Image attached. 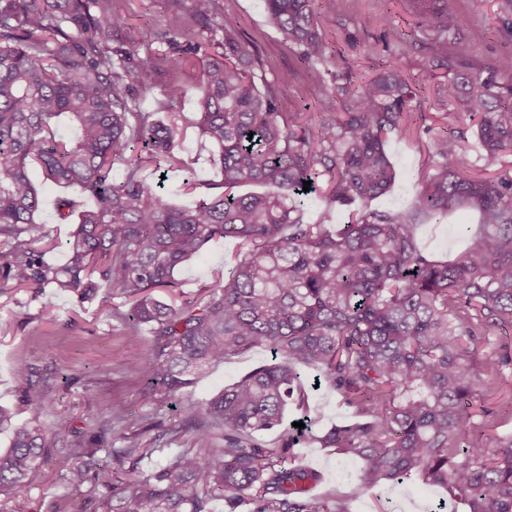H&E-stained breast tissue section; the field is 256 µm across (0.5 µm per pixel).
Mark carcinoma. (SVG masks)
I'll return each mask as SVG.
<instances>
[{"mask_svg": "<svg viewBox=\"0 0 512 512\" xmlns=\"http://www.w3.org/2000/svg\"><path fill=\"white\" fill-rule=\"evenodd\" d=\"M185 2L188 17L176 13L144 37L169 47L152 58L124 47L127 22L112 0H0V288L132 301L112 318L135 342L149 327L147 404L176 398L193 375L230 356L260 347L273 360L205 404L176 407L170 437L205 439L218 427L222 445L184 448L117 486L106 481L108 461H120L112 445L142 422L117 402L105 427L85 438H71L66 424L46 427L48 380L20 360L13 375L31 417L0 452V488L24 493L67 441V480L103 512H213L217 500L225 512H350L342 498L312 494L323 476L295 463L298 446L318 443L359 461L367 490L413 477L447 489L468 512H512V436L476 422L492 414L476 407L480 396L512 369V345L499 336L512 327V167L478 172L465 136L473 131L488 162L512 153V56L477 65L459 14L448 0H426L423 48L444 71L434 94L449 111L419 112L426 88L384 54L370 76L338 72L328 89H303L320 112H285V78L267 77L246 47L228 19L232 0ZM264 2L302 63L343 59L328 53L315 0ZM376 27L390 42L404 40L384 15L357 20L363 31ZM196 68L195 118L172 112L166 123L132 110L131 87L158 88L171 105L185 92L180 76ZM62 116L75 137L60 134ZM416 116L433 136L414 204L372 209L395 182L386 143L413 135ZM182 120L213 147L222 174L223 191L192 207L168 203L155 181L185 167L175 144ZM34 166L95 202L58 201L59 223L76 217L60 265L46 260L55 238L37 220ZM319 178L330 204H358L347 223L331 226L327 212L308 219L303 182ZM246 184L277 191L237 194ZM461 210L477 216L465 228L469 246L448 260L425 252L420 227ZM226 237L240 243L227 275L192 299L153 295L177 288L183 264ZM481 344L497 356L480 371ZM302 368L355 408V419L311 436L284 428L288 407H308ZM279 428L276 441L262 438Z\"/></svg>", "mask_w": 512, "mask_h": 512, "instance_id": "cac0c4a2", "label": "carcinoma"}]
</instances>
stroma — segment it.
<instances>
[{"mask_svg":"<svg viewBox=\"0 0 512 512\" xmlns=\"http://www.w3.org/2000/svg\"><path fill=\"white\" fill-rule=\"evenodd\" d=\"M451 2L461 16V35L471 43L478 63L489 66L505 55H512V35L502 31L499 22V0ZM112 8L128 17L130 34L135 38L140 33L164 27L171 13L170 0H112ZM314 10L328 46L342 47L347 66L362 74L369 71L365 51L360 46L348 47L347 37L356 33L360 15L389 14L399 29L410 36L409 42L393 47L394 53L400 54L405 70L422 84L435 83L436 73L428 65L426 52L415 43L422 35L423 19L410 9L408 0H316ZM231 18L249 49L259 53L271 73L285 75L298 71V81L290 82L285 91L286 111H316L315 103L307 104L297 98L296 89L302 82L318 88L331 86L333 77L327 67L298 63L280 31L270 22L264 0H235ZM429 145L425 135L417 139L396 136L389 141L387 151L397 179L392 191L376 200V207L401 208L412 201L421 188L418 174L430 161ZM178 147L189 168L169 173L163 192L171 203L187 205L194 196L209 193L220 176L210 161L209 148L203 147L195 129L185 128ZM31 176L42 199L38 220L53 229L59 242L58 248L48 253L47 260L63 263V244L72 227L57 223L55 206L58 199L75 197L76 192L44 181L39 169H32ZM189 176L198 185L192 196L182 190L183 181ZM475 221L474 213L459 212L440 223L424 225L422 245L435 256L455 258L467 245L461 225ZM237 250L238 242L231 238L211 242L178 273L180 293L187 298L194 297L205 283L224 275ZM48 301L56 313L52 322L39 317L43 303ZM146 352V344L126 339L120 324L112 319L109 305L100 301L79 306L65 296L49 300L28 289L0 288V405L13 411L15 423L22 424L30 418V408L12 376L15 362L21 359L36 364L50 379L46 407L41 415L45 426L65 422L90 433L98 429L116 398L122 399L127 413L135 416L149 413L158 421V428L138 432L135 437L139 446L147 449V456L127 458L122 464L112 466L111 479L116 484L132 470L149 475L181 449L180 443L169 441L165 434L166 426L177 419L172 405L166 403L156 409L142 399L147 382L140 368ZM270 360V352L262 348L230 356L193 376L182 392V399L198 405L206 403L224 387ZM308 405L313 430L317 433L353 418L352 408L325 387L309 391ZM298 462L323 475L317 493L350 499L351 512H467L466 506L451 498L446 490L427 489L415 480L382 490H363L359 462L315 443L300 449ZM66 465L67 448L61 445L44 464L37 485L22 496L7 498L9 512H75L80 495L66 480Z\"/></svg>","mask_w":512,"mask_h":512,"instance_id":"obj_1","label":"stroma"}]
</instances>
